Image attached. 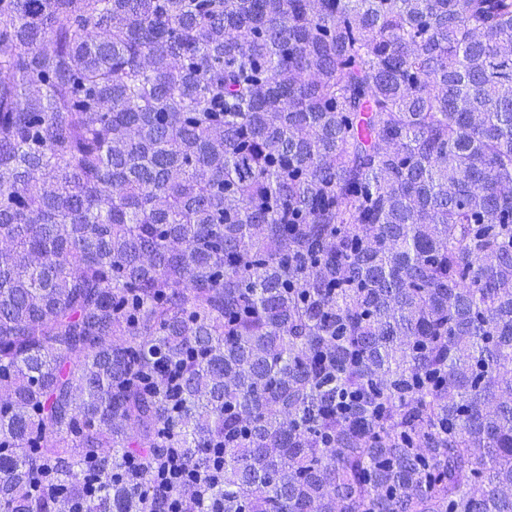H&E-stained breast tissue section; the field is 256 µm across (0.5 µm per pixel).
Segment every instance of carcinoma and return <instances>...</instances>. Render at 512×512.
Wrapping results in <instances>:
<instances>
[{
  "label": "carcinoma",
  "instance_id": "cac0c4a2",
  "mask_svg": "<svg viewBox=\"0 0 512 512\" xmlns=\"http://www.w3.org/2000/svg\"><path fill=\"white\" fill-rule=\"evenodd\" d=\"M0 239L10 512H512V0H0Z\"/></svg>",
  "mask_w": 512,
  "mask_h": 512
}]
</instances>
